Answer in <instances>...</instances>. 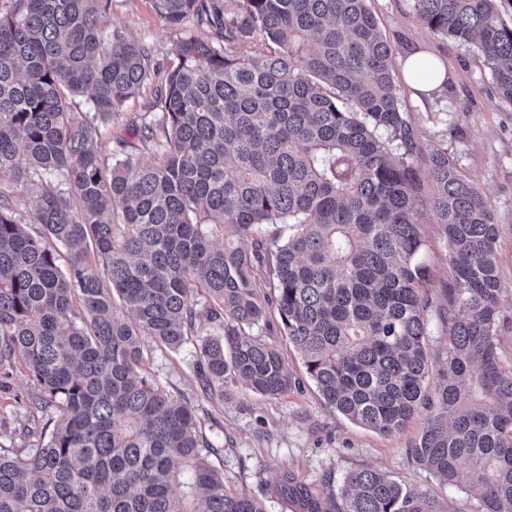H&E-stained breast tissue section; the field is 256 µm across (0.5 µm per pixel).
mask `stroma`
<instances>
[{
	"instance_id": "35a3bbf8",
	"label": "stroma",
	"mask_w": 512,
	"mask_h": 512,
	"mask_svg": "<svg viewBox=\"0 0 512 512\" xmlns=\"http://www.w3.org/2000/svg\"><path fill=\"white\" fill-rule=\"evenodd\" d=\"M370 7L394 52L395 65L407 54L431 56L448 73L449 90L422 96L396 73L402 109L422 148L419 164L434 151L447 152L460 173L489 199L500 227L497 262L505 299L501 345L512 352V103L503 100L489 68L473 45L434 33L416 16L411 0H370ZM112 22L132 40L151 50L159 67L141 93L122 107L126 116L145 112L161 84L175 42L188 31L209 36L206 27L186 19L182 28L169 27L155 0H112ZM421 228L425 247L421 259L429 269V294L439 299L452 278L448 251L431 210H424ZM279 317L270 314L262 330L266 341L282 354L297 380L275 397L228 385L223 398L203 394L195 378L198 350L186 345L176 353L152 348L147 371L172 394L188 398L208 440L218 449L213 464L223 471L232 490L263 499L267 512H297L273 492L283 471L296 481L340 492L350 470L373 467L403 486L451 506L453 512H478L479 502L468 494L469 478L449 486L416 465L409 444L425 425L424 417L385 435L348 420L329 408L308 377L299 354L279 330Z\"/></svg>"
}]
</instances>
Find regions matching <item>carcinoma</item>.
Listing matches in <instances>:
<instances>
[{
    "label": "carcinoma",
    "mask_w": 512,
    "mask_h": 512,
    "mask_svg": "<svg viewBox=\"0 0 512 512\" xmlns=\"http://www.w3.org/2000/svg\"><path fill=\"white\" fill-rule=\"evenodd\" d=\"M156 2L212 36L176 42L154 113L128 123L139 144L110 159L96 139L148 79V47L112 26V0H0V387L23 362L38 386L23 408L43 421L38 444H0V512H266L227 488L190 403L143 363L146 341L194 337L204 391L276 396L294 376L254 334L271 308L329 408L384 434L426 413L410 458L448 485L475 477L481 512H512L500 228L448 153L421 173L369 0H239L229 17L224 0ZM412 2L435 33L478 45L512 102L497 0ZM256 35L266 54H237ZM83 95L91 111H72ZM426 205L453 268L434 356ZM275 487L300 512H440L369 467L337 496L286 472Z\"/></svg>",
    "instance_id": "obj_1"
}]
</instances>
